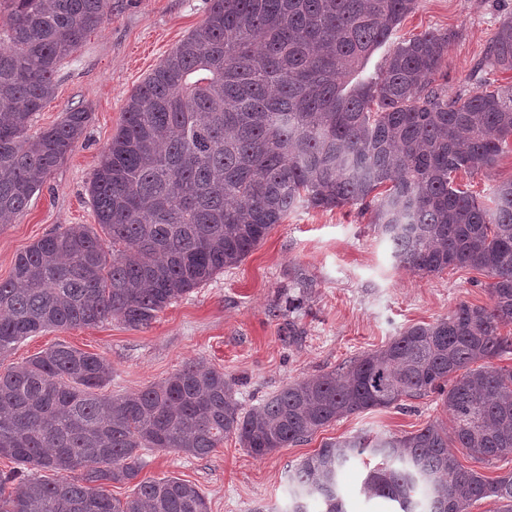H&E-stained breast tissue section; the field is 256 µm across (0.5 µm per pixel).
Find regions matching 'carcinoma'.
I'll use <instances>...</instances> for the list:
<instances>
[{"mask_svg": "<svg viewBox=\"0 0 512 512\" xmlns=\"http://www.w3.org/2000/svg\"><path fill=\"white\" fill-rule=\"evenodd\" d=\"M416 4L210 0L202 23L128 97L90 181L112 250L71 224L19 254L0 281V354L50 329L111 319L147 329L299 206L374 203L372 223L396 263L424 275L478 271L492 279L490 304L461 303L251 410L224 372L200 362L139 392L102 396L106 360L57 344L0 373V456L24 466L0 476V512H209L185 480L138 479L140 450L205 457L233 435L263 457L344 417L429 393L452 426L436 419L403 436L324 443L289 474L288 512H307L313 496L323 512H347L337 474L366 452L381 463L365 493L398 512H468L486 498L512 512V471L489 479L448 452L451 432L478 462L512 454V369L491 365L512 349L501 334L512 325V181L493 189L491 207L453 186L455 173L491 167L512 139V87L448 95L437 75L451 36L438 32L396 45L377 77L349 90L342 82ZM109 8L0 0V224L23 213L83 135L82 109L29 130L59 67ZM486 67L512 70V14L472 77ZM132 481L124 501L104 489Z\"/></svg>", "mask_w": 512, "mask_h": 512, "instance_id": "obj_1", "label": "carcinoma"}]
</instances>
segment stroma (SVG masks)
I'll return each mask as SVG.
<instances>
[{
	"label": "stroma",
	"mask_w": 512,
	"mask_h": 512,
	"mask_svg": "<svg viewBox=\"0 0 512 512\" xmlns=\"http://www.w3.org/2000/svg\"><path fill=\"white\" fill-rule=\"evenodd\" d=\"M209 0H112V10L65 60L54 97L37 112L33 131L61 122L66 112L89 114L84 134L12 224H0V281L17 255L45 235L72 224L97 229L88 186L101 154L117 132L129 94L165 55L204 19ZM512 0H418L414 12L366 61L347 85L376 76L391 46L423 33L445 32L451 42L439 79L449 94L475 90L470 80ZM512 180V143L492 167L457 173L456 185L489 201L493 188ZM309 287L300 309L289 311L298 279ZM487 276L467 268L419 275L396 264L391 246L361 206L332 210L300 207L276 225L240 264L226 268L159 313L150 328L120 320L49 330L0 354V373L58 343L95 353L112 370L106 395L131 394L202 362L223 371L248 409L288 382L338 369L380 349L414 324L430 323L459 303L489 304ZM436 395L351 415L306 442L251 456L235 437L210 455L144 451L141 478L175 476L199 487L209 512H286L288 472L323 443L363 434H405L446 419ZM374 458L354 459L338 474L348 512H391L392 505L362 491Z\"/></svg>",
	"instance_id": "obj_1"
}]
</instances>
